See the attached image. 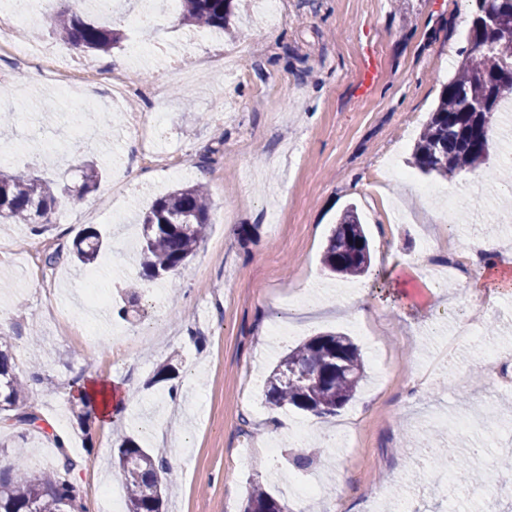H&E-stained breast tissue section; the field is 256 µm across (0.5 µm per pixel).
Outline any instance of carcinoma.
I'll use <instances>...</instances> for the list:
<instances>
[{
  "label": "carcinoma",
  "mask_w": 512,
  "mask_h": 512,
  "mask_svg": "<svg viewBox=\"0 0 512 512\" xmlns=\"http://www.w3.org/2000/svg\"><path fill=\"white\" fill-rule=\"evenodd\" d=\"M473 13L468 47L462 51L457 72L443 87L436 107L414 146L415 165L425 174L453 178L463 170L476 172L489 153L492 127L487 114L500 111L512 94V27L495 18H512V0H472ZM184 21L229 37L236 0H181ZM41 22L57 36L80 48L108 51L120 42V33L84 18L71 8L51 10ZM81 186L48 181L34 173L0 170V224H30L34 234L44 224L59 200L73 203L94 188L100 171L94 163L77 165ZM211 209L210 193L200 183L180 186L158 198L138 214L136 259L147 283L171 274L182 275L204 242ZM105 245L101 232L86 228L73 244L75 259L93 263ZM372 257L369 240L356 208L339 217L324 250L323 265L339 275L368 273ZM142 294L138 288L123 293L120 313L137 312ZM364 377V362L351 339L340 333L313 336L288 350L266 379V400L272 408L292 406L316 415H334L355 396ZM33 391L16 373L7 340L0 338V413L20 425L35 427ZM18 464L8 477H0V512H86L80 487L69 478L72 462L59 448L62 468L37 474L26 464L25 434L13 442ZM433 461L442 470L456 474L473 463L449 448H432ZM119 466L128 494L127 512H161L162 467L159 454L130 439L117 445ZM244 512H290L288 503L256 485L248 493Z\"/></svg>",
  "instance_id": "cac0c4a2"
}]
</instances>
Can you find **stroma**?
Instances as JSON below:
<instances>
[{"label":"stroma","instance_id":"obj_1","mask_svg":"<svg viewBox=\"0 0 512 512\" xmlns=\"http://www.w3.org/2000/svg\"><path fill=\"white\" fill-rule=\"evenodd\" d=\"M288 17L258 53L261 27L243 4L240 32L200 42V30L178 14L139 32L118 21L122 43L81 53L75 85L100 67L125 73L138 92L122 100L109 128L89 141L69 140L70 104L44 86L27 84L0 58V97L7 121L0 148L27 142L45 104L56 109L44 126L60 148L58 165L36 150L10 163L13 171L71 179L76 159L94 161L98 185L76 204L60 203L67 218L41 235L26 224H0V336L11 346L19 376L37 395V430L0 420V438L25 434L36 470L59 464L53 431L70 428L68 453L83 498L98 506L103 488H123L112 433L95 415H79L75 384L91 374L126 395L128 412L116 427L144 448L164 451L175 473L162 512H243L253 485H263L308 512H478L476 485L433 482L432 459L409 455L424 446L431 426L444 424L436 445L464 453L474 436L455 422L466 411L501 401L512 390L475 387L480 370L470 352L492 347L512 354V296L487 304L470 274L438 282L425 267L429 254L449 253L488 236L512 275V222L499 223L512 184V119L496 113L494 147L480 174L446 181L421 173L413 147L467 45L471 0H287ZM241 64L240 78L224 72L225 53ZM377 75L361 89L366 56ZM163 111L156 146L183 150L188 172L136 160L131 119ZM204 183L214 201L206 238L187 273L163 283V301L145 295L143 317L122 318L118 293L139 279L117 242L135 213L187 182ZM470 199L473 209L448 215L443 195ZM356 206L370 241L368 275L327 273L321 256L339 215ZM108 242L97 276L71 259L72 242L87 226ZM393 266L411 308L391 304L369 317L339 304V293L369 289L383 296L380 273ZM495 335H486L487 323ZM324 332H342L359 346L366 378L356 397L329 423L327 441L311 414L277 409L279 430L263 434L257 407L265 379L288 348ZM177 356L174 375L155 381L160 364ZM176 387L181 401L169 403ZM317 449L319 467L297 471L292 441ZM512 449V412L480 464L484 483L512 487L499 469ZM344 483L324 489L328 474Z\"/></svg>","mask_w":512,"mask_h":512}]
</instances>
